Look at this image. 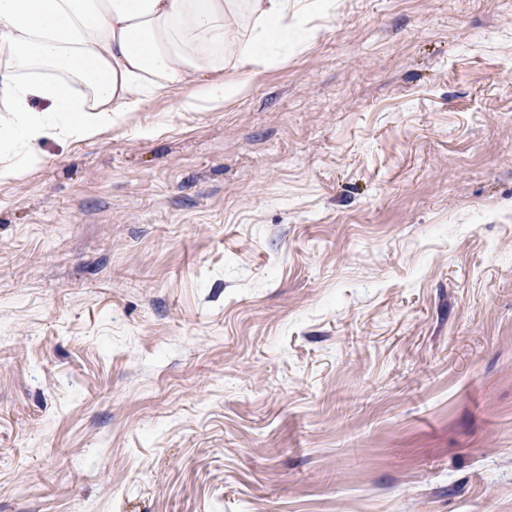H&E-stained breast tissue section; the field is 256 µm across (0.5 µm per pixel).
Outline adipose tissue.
<instances>
[{
    "label": "adipose tissue",
    "instance_id": "obj_1",
    "mask_svg": "<svg viewBox=\"0 0 512 512\" xmlns=\"http://www.w3.org/2000/svg\"><path fill=\"white\" fill-rule=\"evenodd\" d=\"M336 0H0V183L42 159L39 140L90 138L157 95L184 110L234 98L273 51L302 50Z\"/></svg>",
    "mask_w": 512,
    "mask_h": 512
}]
</instances>
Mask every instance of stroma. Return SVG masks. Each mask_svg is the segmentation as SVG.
Listing matches in <instances>:
<instances>
[{"mask_svg":"<svg viewBox=\"0 0 512 512\" xmlns=\"http://www.w3.org/2000/svg\"><path fill=\"white\" fill-rule=\"evenodd\" d=\"M310 24L0 184V512H512V4Z\"/></svg>","mask_w":512,"mask_h":512,"instance_id":"obj_1","label":"stroma"}]
</instances>
